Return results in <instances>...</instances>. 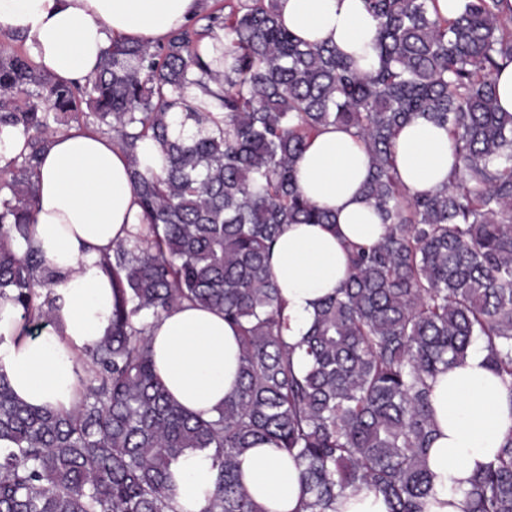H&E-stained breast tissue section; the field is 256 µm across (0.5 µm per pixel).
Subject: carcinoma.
Here are the masks:
<instances>
[{
    "label": "carcinoma",
    "instance_id": "cac0c4a2",
    "mask_svg": "<svg viewBox=\"0 0 512 512\" xmlns=\"http://www.w3.org/2000/svg\"><path fill=\"white\" fill-rule=\"evenodd\" d=\"M364 2L377 21L367 70L291 32L278 0H227L153 46L113 43L82 84L0 53V129L25 138L0 168V297L34 328L53 320L38 287L58 276L29 247L51 123L111 131L142 208L103 260L112 328L86 350L76 407L29 406L0 373V512H177L171 466L197 452L214 472L202 512H262L239 472L261 443L298 462L297 512H333L362 489L390 512H423L436 376L481 343L512 395V112L496 89L512 64V0H465L452 19L438 0ZM209 82L217 115L189 95ZM417 118L448 127L454 149L447 183L424 193L395 162ZM189 121L193 134L172 136ZM328 125L364 142L366 197L387 231L350 247L348 279L291 344L270 253L286 224L336 223L296 183L306 138ZM147 139L162 147L159 173L139 167ZM186 304L222 313L241 345L240 386L211 418L155 372L148 329ZM467 497L469 512H512V434Z\"/></svg>",
    "mask_w": 512,
    "mask_h": 512
}]
</instances>
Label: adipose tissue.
I'll use <instances>...</instances> for the list:
<instances>
[{
  "instance_id": "1",
  "label": "adipose tissue",
  "mask_w": 512,
  "mask_h": 512,
  "mask_svg": "<svg viewBox=\"0 0 512 512\" xmlns=\"http://www.w3.org/2000/svg\"><path fill=\"white\" fill-rule=\"evenodd\" d=\"M204 0H0V29L20 34L32 61L55 79L80 82L114 42L155 45L202 11ZM288 29L327 43L360 63L374 58L377 23L363 0H279ZM446 127L418 118L395 139L399 178L412 192L442 187L452 164ZM297 184L335 224H288L270 257L286 303L289 341L307 331L321 300L349 274L346 246L377 243L385 226L364 193L369 162L351 131L328 126L312 135L296 166ZM30 244L60 275L50 290L54 322L26 335L20 311L0 299V371L16 397L34 407L71 409L83 374L78 361L112 323V281L101 262L139 224L141 209L119 142L81 125L54 134L37 174ZM157 371L189 411L213 415L240 382L237 332L222 314L182 307L149 331ZM432 404L438 434L429 452L432 492L424 512H468L474 475L512 434V392L486 366L481 347L440 373ZM245 485L264 512H294L302 495L296 461L267 444L239 459ZM172 470L179 512H202L212 482L209 459L180 458Z\"/></svg>"
}]
</instances>
